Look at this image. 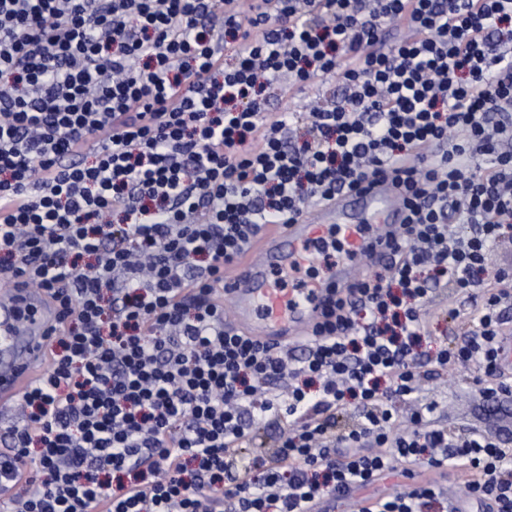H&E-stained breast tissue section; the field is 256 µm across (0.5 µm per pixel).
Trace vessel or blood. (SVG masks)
Instances as JSON below:
<instances>
[{
    "label": "vessel or blood",
    "instance_id": "b4317fda",
    "mask_svg": "<svg viewBox=\"0 0 512 512\" xmlns=\"http://www.w3.org/2000/svg\"><path fill=\"white\" fill-rule=\"evenodd\" d=\"M406 219L401 196L379 178L318 206L315 217L268 225L225 278L234 307L232 327L273 344L306 336L334 290L356 283L364 261L389 260L391 233ZM331 234L343 243L344 259L306 287L286 292L276 287L274 273L305 264L306 245ZM60 322L55 307L29 290L0 293V407L16 401L40 377L46 344Z\"/></svg>",
    "mask_w": 512,
    "mask_h": 512
}]
</instances>
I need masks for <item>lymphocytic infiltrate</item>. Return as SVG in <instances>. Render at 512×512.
<instances>
[{"label": "lymphocytic infiltrate", "instance_id": "f902f5d3", "mask_svg": "<svg viewBox=\"0 0 512 512\" xmlns=\"http://www.w3.org/2000/svg\"><path fill=\"white\" fill-rule=\"evenodd\" d=\"M335 73L340 100L268 110ZM377 178L409 211L386 271L291 345L226 324L224 271L264 225ZM507 235L512 0H0V281L64 323L0 433V491L13 512H512V447L414 400L452 366L512 400ZM442 288L463 338L425 353ZM392 475L410 487L370 494Z\"/></svg>", "mask_w": 512, "mask_h": 512}]
</instances>
